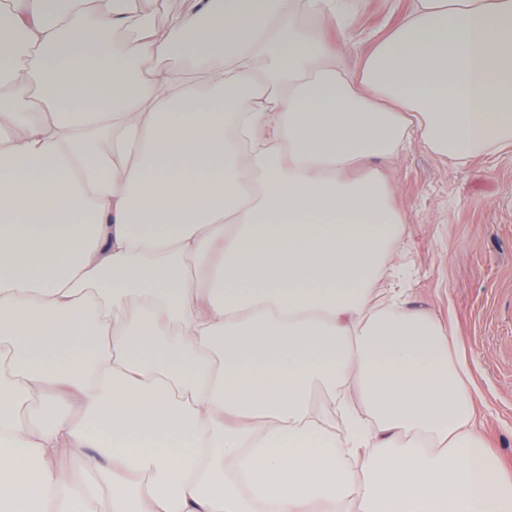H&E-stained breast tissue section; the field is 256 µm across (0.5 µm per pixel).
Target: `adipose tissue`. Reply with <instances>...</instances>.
Returning a JSON list of instances; mask_svg holds the SVG:
<instances>
[{"label": "adipose tissue", "instance_id": "adipose-tissue-1", "mask_svg": "<svg viewBox=\"0 0 512 512\" xmlns=\"http://www.w3.org/2000/svg\"><path fill=\"white\" fill-rule=\"evenodd\" d=\"M156 7L0 11V512H512L455 337L380 285L387 175L344 177L512 150V0L352 64L353 0ZM186 0H162L153 16V23L158 28H165L170 21L186 9Z\"/></svg>", "mask_w": 512, "mask_h": 512}]
</instances>
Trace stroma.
<instances>
[{"mask_svg":"<svg viewBox=\"0 0 512 512\" xmlns=\"http://www.w3.org/2000/svg\"><path fill=\"white\" fill-rule=\"evenodd\" d=\"M411 0H356L349 60L395 26ZM408 222L393 254L411 308L451 325L477 389L482 432L512 473V152L463 167L419 145L379 163Z\"/></svg>","mask_w":512,"mask_h":512,"instance_id":"1","label":"stroma"}]
</instances>
